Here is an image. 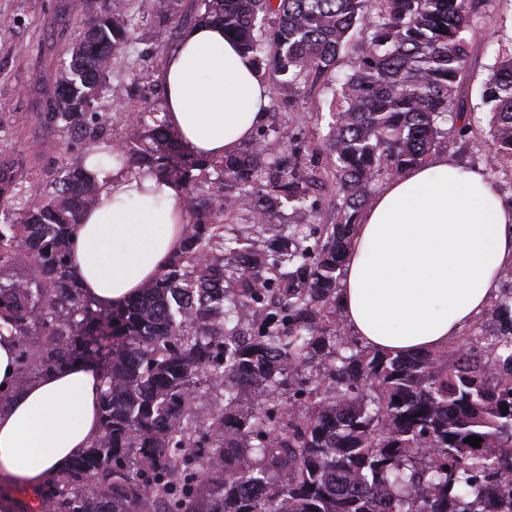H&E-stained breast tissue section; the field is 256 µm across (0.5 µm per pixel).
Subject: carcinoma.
<instances>
[{
    "instance_id": "cac0c4a2",
    "label": "carcinoma",
    "mask_w": 512,
    "mask_h": 512,
    "mask_svg": "<svg viewBox=\"0 0 512 512\" xmlns=\"http://www.w3.org/2000/svg\"><path fill=\"white\" fill-rule=\"evenodd\" d=\"M204 2L200 20L222 24L259 76H280L297 122L311 105L310 76L331 74L357 31L363 49L328 87L323 162L297 147L269 156L262 132L205 160L142 111L112 142L94 103L115 65L134 68L137 38L111 10L86 23L42 113L45 127L62 121L78 133L79 162L30 196L18 179L25 157L0 158V336L17 342L16 388L32 362L44 374L106 363L100 435L37 492L40 512H486L512 477V271L480 326L420 356L343 340L336 302L371 185L469 129L455 99L479 50L467 37L474 0ZM483 97L492 104L485 165L512 167L511 55L488 73ZM92 155L183 189L179 252L122 306L87 297L68 262L75 227L98 201ZM323 201L333 223L296 224L263 249L224 233L240 209L270 224L284 202ZM20 256L27 272L15 277ZM243 312L258 324L248 341L227 327ZM200 377L229 395L206 420L186 403ZM280 377L296 386L291 410L242 404L239 392Z\"/></svg>"
}]
</instances>
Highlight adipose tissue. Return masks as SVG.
<instances>
[{
  "label": "adipose tissue",
  "mask_w": 512,
  "mask_h": 512,
  "mask_svg": "<svg viewBox=\"0 0 512 512\" xmlns=\"http://www.w3.org/2000/svg\"><path fill=\"white\" fill-rule=\"evenodd\" d=\"M162 116L204 157L236 152L266 117L269 91L221 26L187 29L164 63ZM99 201L74 235L71 263L86 294L121 304L152 281L181 244L180 184L149 170L86 161ZM512 267V206L485 173L439 156L390 180L356 224L338 296L365 345L391 355L445 346L486 309ZM16 343L0 337V512L36 492L99 436L100 375L77 364L14 391Z\"/></svg>",
  "instance_id": "1"
}]
</instances>
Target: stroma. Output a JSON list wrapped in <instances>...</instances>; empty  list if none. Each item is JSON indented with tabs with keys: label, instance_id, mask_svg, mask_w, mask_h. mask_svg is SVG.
Returning <instances> with one entry per match:
<instances>
[{
	"label": "stroma",
	"instance_id": "35a3bbf8",
	"mask_svg": "<svg viewBox=\"0 0 512 512\" xmlns=\"http://www.w3.org/2000/svg\"><path fill=\"white\" fill-rule=\"evenodd\" d=\"M64 0H0V155L23 154L30 165L24 179L32 185L76 161V153L66 147L69 133L58 127L48 130L39 119L47 87L53 85L61 67L70 59V50L80 27L102 7V0H65L68 10H61ZM154 17L136 19L141 57L135 70L116 68L113 80L123 81L127 92L115 98L102 92L95 111L111 115L113 141L126 136L124 120L132 106L150 104L161 108L164 88L158 77L164 57L178 44L182 29L193 25L203 13L201 0H159ZM473 32L484 44L466 68L456 99L473 118V134L450 139L441 151L449 160L464 166L484 169L488 145L483 131L490 107L482 99L483 81L489 68L512 52V0H482L473 16ZM270 108L266 124L293 129L297 142L306 153H314L325 139V119L332 95L322 85H314L311 99L317 113L308 114L303 125H295L284 107L277 86H270Z\"/></svg>",
	"mask_w": 512,
	"mask_h": 512
}]
</instances>
